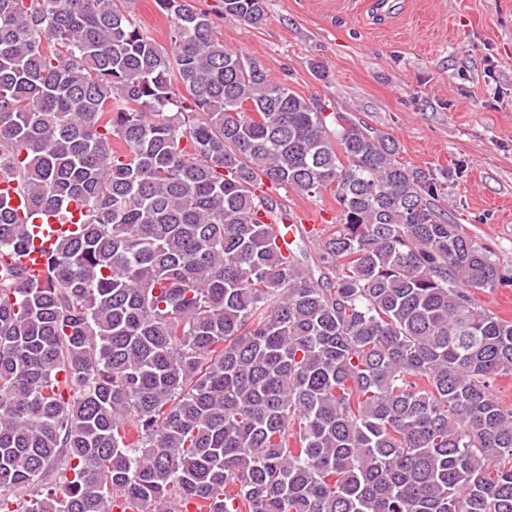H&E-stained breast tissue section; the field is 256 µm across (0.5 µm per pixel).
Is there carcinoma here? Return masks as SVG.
<instances>
[{
    "label": "carcinoma",
    "instance_id": "cac0c4a2",
    "mask_svg": "<svg viewBox=\"0 0 512 512\" xmlns=\"http://www.w3.org/2000/svg\"><path fill=\"white\" fill-rule=\"evenodd\" d=\"M126 2L0 0V178L80 213L43 278L0 273V512H512V322L474 297L512 273L444 177L191 0H157L169 51ZM266 181L336 198L312 261ZM29 244L0 198V259Z\"/></svg>",
    "mask_w": 512,
    "mask_h": 512
}]
</instances>
